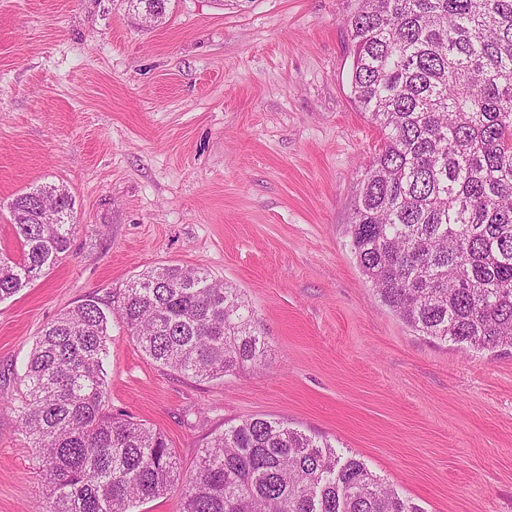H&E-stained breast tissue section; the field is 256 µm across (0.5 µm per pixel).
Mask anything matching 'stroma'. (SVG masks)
<instances>
[{"mask_svg":"<svg viewBox=\"0 0 512 512\" xmlns=\"http://www.w3.org/2000/svg\"><path fill=\"white\" fill-rule=\"evenodd\" d=\"M343 0H171L150 26L125 0H0V256L9 203L66 188L70 250L0 302V397L48 322L112 306L143 272L202 267L241 289L264 366L198 380L148 359L120 319L113 416L161 431L183 473L214 434L288 422L423 512H512V353L407 327L350 250L356 184L381 134L350 95ZM39 455L0 412V512H43Z\"/></svg>","mask_w":512,"mask_h":512,"instance_id":"stroma-1","label":"stroma"}]
</instances>
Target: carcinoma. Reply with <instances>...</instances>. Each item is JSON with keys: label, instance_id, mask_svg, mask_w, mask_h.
<instances>
[{"label": "carcinoma", "instance_id": "1", "mask_svg": "<svg viewBox=\"0 0 512 512\" xmlns=\"http://www.w3.org/2000/svg\"><path fill=\"white\" fill-rule=\"evenodd\" d=\"M170 0H135L165 18ZM351 98L381 133L350 234L381 303L418 334L512 350V0H347ZM21 256L0 257V302L68 252L69 192L9 204ZM153 362L201 380L264 365L244 293L202 267L151 269L116 312ZM112 312L94 299L36 337L21 400L0 398L38 449L45 512H133L178 488L182 512H422L326 440L252 417L201 448L183 475L165 436L107 411Z\"/></svg>", "mask_w": 512, "mask_h": 512}]
</instances>
